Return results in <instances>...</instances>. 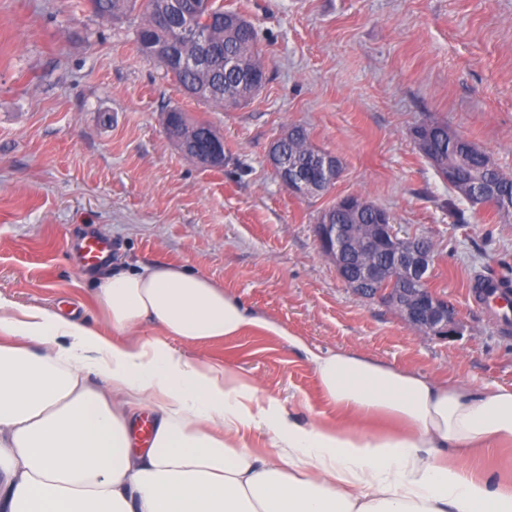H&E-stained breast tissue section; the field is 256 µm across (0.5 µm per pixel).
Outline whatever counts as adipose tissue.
Wrapping results in <instances>:
<instances>
[{
    "label": "adipose tissue",
    "instance_id": "1",
    "mask_svg": "<svg viewBox=\"0 0 512 512\" xmlns=\"http://www.w3.org/2000/svg\"><path fill=\"white\" fill-rule=\"evenodd\" d=\"M112 338L0 297V512H512V487L468 469L476 448L512 443V389L421 377L351 351H308L334 425L301 424L229 367L166 342L234 338L255 327L222 287L172 264L100 278ZM151 324L162 338L122 337ZM44 353L34 354L30 344ZM154 413L134 452L136 410ZM385 415L400 431L352 430ZM266 434L258 460L244 434Z\"/></svg>",
    "mask_w": 512,
    "mask_h": 512
}]
</instances>
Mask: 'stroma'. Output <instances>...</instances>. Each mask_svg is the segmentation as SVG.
Returning a JSON list of instances; mask_svg holds the SVG:
<instances>
[{
  "mask_svg": "<svg viewBox=\"0 0 512 512\" xmlns=\"http://www.w3.org/2000/svg\"><path fill=\"white\" fill-rule=\"evenodd\" d=\"M256 26L267 80L250 101L214 108L183 94L138 49L142 19L87 0H0V296L111 335L92 284L170 263L203 274L254 315L317 352L353 351L396 369L481 388L512 387V329L481 310L476 274L512 279V223L465 214L412 130L446 125L512 176V0H224ZM208 121L224 165L190 162L164 132L167 109ZM335 154L327 191L291 196L268 162L290 127ZM355 194L436 246L429 284L462 329L409 328L353 293L317 247L325 209ZM111 240L84 272L74 247ZM168 345L237 370L299 422L332 425L305 352L251 329Z\"/></svg>",
  "mask_w": 512,
  "mask_h": 512,
  "instance_id": "obj_1",
  "label": "stroma"
}]
</instances>
